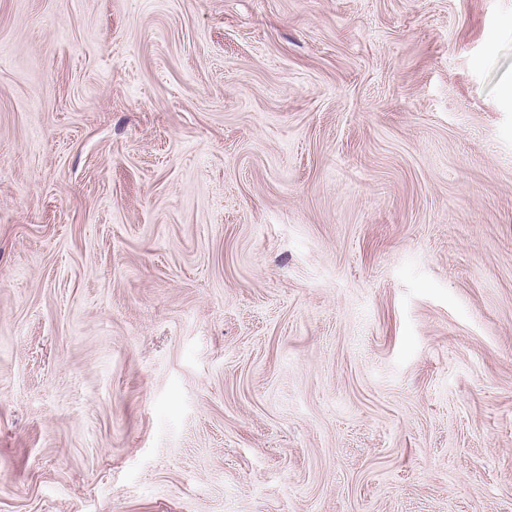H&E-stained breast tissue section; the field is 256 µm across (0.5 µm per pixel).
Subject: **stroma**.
<instances>
[{"mask_svg":"<svg viewBox=\"0 0 512 512\" xmlns=\"http://www.w3.org/2000/svg\"><path fill=\"white\" fill-rule=\"evenodd\" d=\"M0 512H512V0H0Z\"/></svg>","mask_w":512,"mask_h":512,"instance_id":"stroma-1","label":"stroma"}]
</instances>
